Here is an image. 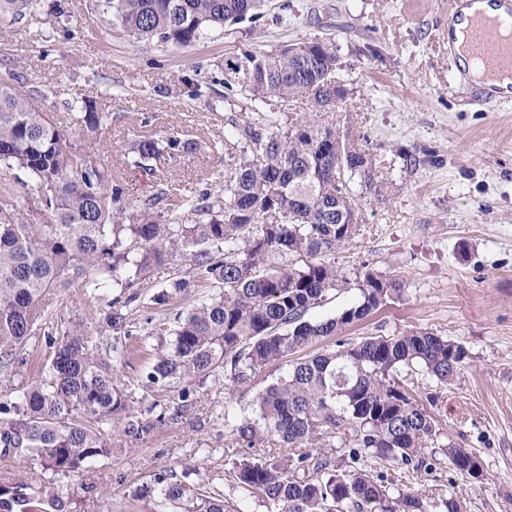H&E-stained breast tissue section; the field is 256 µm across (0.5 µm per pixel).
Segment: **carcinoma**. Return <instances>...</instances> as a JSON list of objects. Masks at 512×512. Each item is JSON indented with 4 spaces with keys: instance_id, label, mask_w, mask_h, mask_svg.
<instances>
[{
    "instance_id": "obj_1",
    "label": "carcinoma",
    "mask_w": 512,
    "mask_h": 512,
    "mask_svg": "<svg viewBox=\"0 0 512 512\" xmlns=\"http://www.w3.org/2000/svg\"><path fill=\"white\" fill-rule=\"evenodd\" d=\"M130 36L190 46L229 21L255 16L261 0H101ZM41 0H0V17L38 12ZM332 44L306 43L303 54L288 47L224 59V84L238 85L251 100L305 98L316 108H336L348 90L339 78ZM335 81L332 97L328 81ZM45 97L33 85L20 92L0 84V168L19 171L23 193L0 190V368L26 363L35 336L48 354L37 379L0 390V461L27 469L30 480L0 479V512H68V501L45 473L80 474L112 455L115 424L124 433H150L156 422L133 415L135 389L121 380L112 360L125 354L132 335L128 315L109 304L102 325L88 319L64 324L57 296L79 288L95 291L110 282L127 289L174 254L191 262L155 293L166 307L186 302L176 314L172 340L158 343L144 386L169 387L210 378L244 383L270 364L288 361L286 373L251 404V412L224 411L231 447L267 445L273 452L234 462L235 483L270 506V512H466L456 496L435 501L395 486L367 465L376 458L418 473L432 469L436 450L455 473L480 480L483 470L469 448L440 431L428 407L398 379L421 370L448 385L467 355L463 345L427 330L338 341L307 357L299 350L362 321L400 297L402 281L368 270L359 297L335 316L312 321L310 310L349 284L327 256L357 232L350 183L379 197L372 154L363 137L333 127L297 123L286 131L273 119L251 122L239 138L253 158L224 168V196L200 192L189 211L168 222L151 211L168 195L164 185L142 209L126 214L125 183L94 161L93 147L112 114L85 97L68 104L69 125L38 108ZM184 132L138 139L125 156L130 169L153 171L210 147ZM196 288H217L195 297ZM115 332L104 346L103 333ZM162 471L149 492L165 508L228 512L214 486Z\"/></svg>"
}]
</instances>
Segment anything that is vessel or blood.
<instances>
[{
	"label": "vessel or blood",
	"instance_id": "b4317fda",
	"mask_svg": "<svg viewBox=\"0 0 512 512\" xmlns=\"http://www.w3.org/2000/svg\"><path fill=\"white\" fill-rule=\"evenodd\" d=\"M474 0H456L448 16L449 28L463 27L466 41L457 45L449 41L448 54L458 57L466 53L469 61L480 67L486 81L483 99L493 103L495 97L492 89L503 77L512 78V38H507L505 30L512 26V0H497V10L487 14L475 12L471 17H464L462 10L471 6Z\"/></svg>",
	"mask_w": 512,
	"mask_h": 512
}]
</instances>
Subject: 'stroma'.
<instances>
[{
    "label": "stroma",
    "instance_id": "1",
    "mask_svg": "<svg viewBox=\"0 0 512 512\" xmlns=\"http://www.w3.org/2000/svg\"><path fill=\"white\" fill-rule=\"evenodd\" d=\"M51 3L42 0L37 16L19 22L0 19V46L14 55L0 61V83L41 86V108L60 118L63 102L96 97L114 119L93 157L123 179L130 210H139L157 184L169 185L154 211L159 222L186 211L191 190L221 194L225 164L253 155L238 143L253 104L241 87L225 88V58L311 41L336 45L338 76L348 89L342 107L319 111L303 100L274 99L264 110L284 129L303 121L364 137L383 197L351 183L359 230L329 260L352 280L370 269L397 276L405 294L342 336L358 341L425 329L462 344L468 356L451 385L420 372L409 373L406 385L441 395L440 426L475 453L485 478L461 477L441 454L431 471L416 475L374 458L368 464L399 488L457 494L469 512H512V100L481 104L458 79L448 58L450 0H266L259 17L188 47L135 42L96 0H71L62 17ZM191 82L201 86L194 99L187 94ZM178 126L208 139L227 137L228 154L204 149L159 163L151 175L122 165L135 140ZM189 269L176 255L135 286L127 313L137 330L123 368L130 380L142 379L153 360L143 341L171 327L176 313L153 305V294ZM286 369L270 365L240 386L196 383L185 407L177 389H137L138 416L155 421L166 413L169 421L143 438H124L89 472L58 478L60 495L73 512H160L143 488L159 472L192 466L223 491L234 512H269L229 477L234 456L226 451L224 412L247 410Z\"/></svg>",
    "mask_w": 512,
    "mask_h": 512
}]
</instances>
